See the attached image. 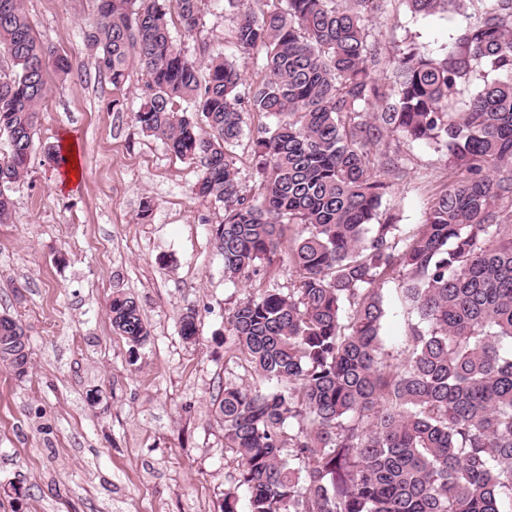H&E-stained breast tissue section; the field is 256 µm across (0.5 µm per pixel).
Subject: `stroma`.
<instances>
[{
    "label": "stroma",
    "mask_w": 512,
    "mask_h": 512,
    "mask_svg": "<svg viewBox=\"0 0 512 512\" xmlns=\"http://www.w3.org/2000/svg\"><path fill=\"white\" fill-rule=\"evenodd\" d=\"M34 35L64 50L67 80L47 77L28 173L12 188V220L0 224V312L23 322L31 368L19 377L0 363V512H221L235 488L238 460L224 446L213 403L225 383L250 382L225 352V318L250 286L224 278L209 235L223 211L192 192L197 164L143 135L110 107L84 35L97 0H25ZM482 0L460 11L417 15L390 0L372 17L384 73L415 44L442 55ZM223 0H205L200 29L178 35L198 62L234 59L245 79L256 61L239 54ZM71 144L79 181L63 186L45 160L51 144ZM406 182L384 200L404 234L458 172L437 145L408 141ZM149 200V219L138 217ZM138 302L149 336L140 345L112 328L114 292ZM382 345L390 363L407 355L416 312L394 283L382 289ZM199 340L179 334L187 310Z\"/></svg>",
    "instance_id": "stroma-1"
}]
</instances>
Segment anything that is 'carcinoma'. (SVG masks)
Here are the masks:
<instances>
[{"label": "carcinoma", "mask_w": 512, "mask_h": 512, "mask_svg": "<svg viewBox=\"0 0 512 512\" xmlns=\"http://www.w3.org/2000/svg\"><path fill=\"white\" fill-rule=\"evenodd\" d=\"M224 0L232 40L261 67L248 90L224 56L206 70L176 43L203 0H99L85 36L112 110L175 156L199 164L195 194L223 209L210 225L224 276L263 282L280 254L298 275L257 286L229 312L230 359L253 376L224 385L215 415L240 469L223 512H505L512 500V0L433 56L397 55L385 99L369 18L386 0ZM414 14L455 0H407ZM483 84L455 103L477 69ZM67 55L37 41L23 0H0V224L28 171L45 74ZM143 81L136 108L125 87ZM258 118V191L240 185L234 147ZM273 117L267 124L263 119ZM441 146L466 175L447 184L410 237L381 210L389 180L409 176L401 141ZM385 218H380V215ZM393 280L418 322L394 369L383 356L381 285ZM113 329L148 336L137 301L109 303ZM180 336H197L184 313ZM0 361L18 376L31 352L0 314Z\"/></svg>", "instance_id": "obj_1"}]
</instances>
